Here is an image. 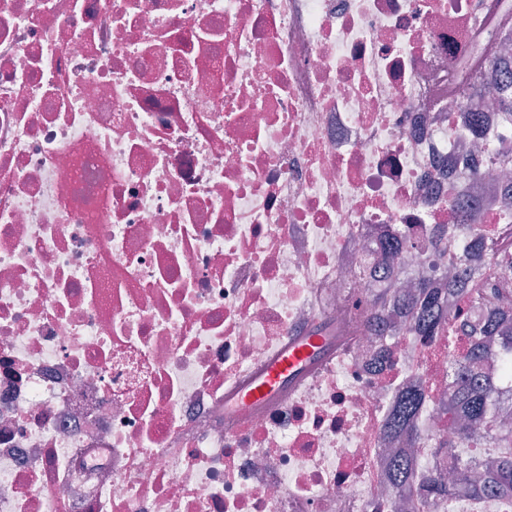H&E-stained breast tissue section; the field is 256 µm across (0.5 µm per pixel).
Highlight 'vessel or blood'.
Listing matches in <instances>:
<instances>
[{
    "label": "vessel or blood",
    "instance_id": "1",
    "mask_svg": "<svg viewBox=\"0 0 512 512\" xmlns=\"http://www.w3.org/2000/svg\"><path fill=\"white\" fill-rule=\"evenodd\" d=\"M323 337L309 335L292 344L274 359L260 376L245 389L241 398L251 403L276 395L306 364L311 362L323 349Z\"/></svg>",
    "mask_w": 512,
    "mask_h": 512
}]
</instances>
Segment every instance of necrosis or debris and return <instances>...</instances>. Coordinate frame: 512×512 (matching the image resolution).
I'll list each match as a JSON object with an SVG mask.
<instances>
[{"label":"necrosis or debris","instance_id":"obj_1","mask_svg":"<svg viewBox=\"0 0 512 512\" xmlns=\"http://www.w3.org/2000/svg\"><path fill=\"white\" fill-rule=\"evenodd\" d=\"M506 42L512 0H0V512H393L414 384L397 448L451 480L447 337L359 320L443 280L454 197L512 235ZM319 316L330 356L239 403ZM421 395L422 393L418 391L409 392L406 395L389 423L387 430L389 436L410 427L417 414Z\"/></svg>","mask_w":512,"mask_h":512}]
</instances>
